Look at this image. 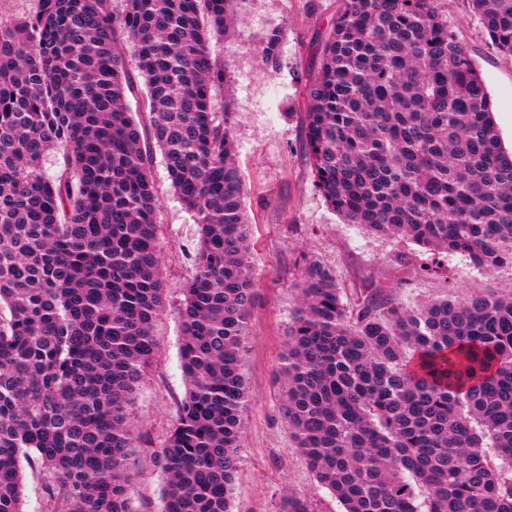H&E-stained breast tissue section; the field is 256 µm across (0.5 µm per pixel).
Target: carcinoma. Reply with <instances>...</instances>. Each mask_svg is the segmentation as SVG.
<instances>
[{"instance_id":"1","label":"carcinoma","mask_w":512,"mask_h":512,"mask_svg":"<svg viewBox=\"0 0 512 512\" xmlns=\"http://www.w3.org/2000/svg\"><path fill=\"white\" fill-rule=\"evenodd\" d=\"M120 8H115V2ZM238 0H38L0 24V512H136L128 409L165 309L153 151L199 228L179 308L186 392L156 450L162 512H231L256 282L214 42ZM308 84L305 149L367 232L512 265V152L438 0H338ZM512 59V0H470ZM282 31L262 46L278 63ZM143 80L144 132L127 105ZM65 150L54 180L50 152ZM278 378L288 433L340 512H512V295L342 301L304 260ZM280 512H313L285 496ZM24 471V510L26 512H43V479L40 467L36 461H31L30 464L24 462Z\"/></svg>"}]
</instances>
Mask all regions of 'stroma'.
I'll return each mask as SVG.
<instances>
[{
	"instance_id": "obj_1",
	"label": "stroma",
	"mask_w": 512,
	"mask_h": 512,
	"mask_svg": "<svg viewBox=\"0 0 512 512\" xmlns=\"http://www.w3.org/2000/svg\"><path fill=\"white\" fill-rule=\"evenodd\" d=\"M337 8L338 0H242L237 26L215 48L233 80L234 138L257 282L245 338L248 399L232 512H278L285 494L313 498L316 512H339L335 498L316 489L280 410L277 370L296 307L300 259L330 267L347 302L368 288L384 289L408 308L488 289L512 292L511 265L489 273L462 253L435 254L407 240L372 235L345 223L314 188L304 147L305 89L318 65L317 46ZM439 9L469 49L490 96L501 145L511 151L512 60L496 52L468 0H439ZM277 28L283 40L274 67L261 46ZM152 175L161 197L158 248L166 307L154 328L155 360L129 410L137 512L162 509L164 476L155 451L166 440L186 391L178 308L198 248V228L171 189L162 157H155ZM400 252L410 257L412 268L395 264Z\"/></svg>"
}]
</instances>
